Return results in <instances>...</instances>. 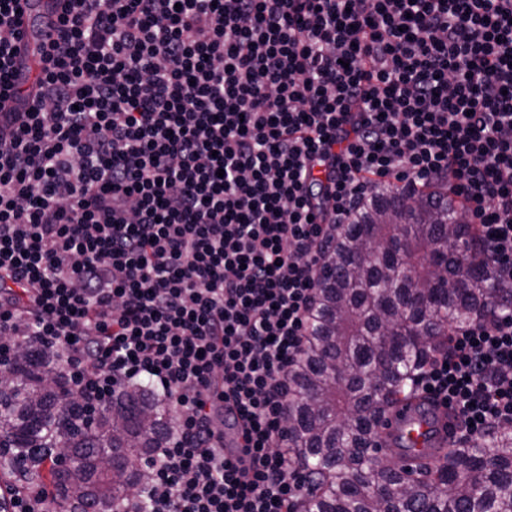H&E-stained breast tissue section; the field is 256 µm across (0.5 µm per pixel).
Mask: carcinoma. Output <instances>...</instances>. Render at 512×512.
<instances>
[{"instance_id":"carcinoma-1","label":"carcinoma","mask_w":512,"mask_h":512,"mask_svg":"<svg viewBox=\"0 0 512 512\" xmlns=\"http://www.w3.org/2000/svg\"><path fill=\"white\" fill-rule=\"evenodd\" d=\"M462 210L440 187L379 184L336 234L289 380V448L312 484L300 512H512V431L450 448L412 481L397 460L410 445L381 432L450 329L512 306V283L473 259L478 230ZM461 275L466 287L448 288ZM174 425L146 384L84 414L53 352L32 346L0 384V478L47 490L50 512H123L140 488L129 463Z\"/></svg>"}]
</instances>
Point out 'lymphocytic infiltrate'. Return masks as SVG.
Masks as SVG:
<instances>
[{
  "instance_id": "lymphocytic-infiltrate-1",
  "label": "lymphocytic infiltrate",
  "mask_w": 512,
  "mask_h": 512,
  "mask_svg": "<svg viewBox=\"0 0 512 512\" xmlns=\"http://www.w3.org/2000/svg\"><path fill=\"white\" fill-rule=\"evenodd\" d=\"M20 6L0 0V361L51 346L95 410L154 385L176 426L126 512H293L289 376L375 178L447 186L512 281V0H63L15 111ZM414 392L464 445L512 424V308L449 332Z\"/></svg>"
}]
</instances>
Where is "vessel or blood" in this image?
<instances>
[{
  "mask_svg": "<svg viewBox=\"0 0 512 512\" xmlns=\"http://www.w3.org/2000/svg\"><path fill=\"white\" fill-rule=\"evenodd\" d=\"M61 11L59 0H23L21 17V54L16 66L13 83L17 91L11 105L23 106L22 95L28 92L35 81V65L40 50L56 37V19ZM449 419L446 411H438L434 423H426L415 412L412 403L403 402L386 415L387 431H405L412 442L409 456L413 459L427 457L431 451L428 438L430 433L446 436Z\"/></svg>",
  "mask_w": 512,
  "mask_h": 512,
  "instance_id": "1",
  "label": "vessel or blood"
}]
</instances>
